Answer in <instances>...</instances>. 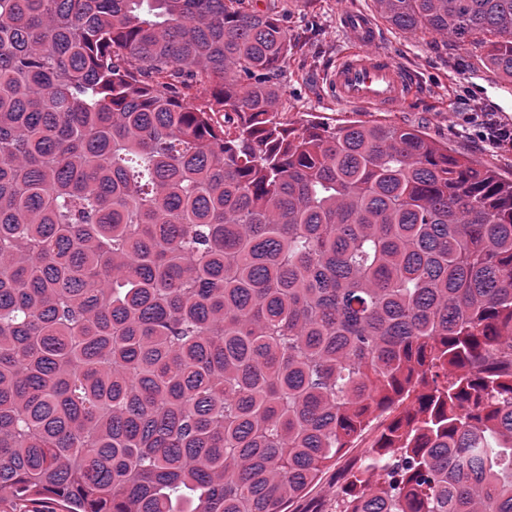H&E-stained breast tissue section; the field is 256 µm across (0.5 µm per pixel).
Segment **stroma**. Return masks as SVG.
<instances>
[{
	"mask_svg": "<svg viewBox=\"0 0 512 512\" xmlns=\"http://www.w3.org/2000/svg\"><path fill=\"white\" fill-rule=\"evenodd\" d=\"M257 10L288 19V35L296 48L280 82L286 90L284 106L293 124L317 118L329 127L353 120L381 121L422 128L432 139L454 152L493 168L512 179V150L483 144L462 126L467 112H492L512 124V83L503 81L485 63L483 48L458 46L425 31L405 32L380 21V47L416 79V100L397 112L347 108L327 99L322 76L346 47L338 14L351 8L377 15L374 0H253ZM375 441L364 436L341 453L320 479L289 507V512H336L337 495Z\"/></svg>",
	"mask_w": 512,
	"mask_h": 512,
	"instance_id": "35a3bbf8",
	"label": "stroma"
}]
</instances>
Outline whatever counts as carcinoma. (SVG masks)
Returning a JSON list of instances; mask_svg holds the SVG:
<instances>
[{
  "instance_id": "obj_1",
  "label": "carcinoma",
  "mask_w": 512,
  "mask_h": 512,
  "mask_svg": "<svg viewBox=\"0 0 512 512\" xmlns=\"http://www.w3.org/2000/svg\"><path fill=\"white\" fill-rule=\"evenodd\" d=\"M491 34L512 0H376ZM248 0H0V502L512 512V179L422 131L283 117ZM379 431L367 434L353 448H347L336 457V462L333 461L320 479L289 506L288 512H336L337 495L347 475L359 466Z\"/></svg>"
}]
</instances>
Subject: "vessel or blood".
Returning <instances> with one entry per match:
<instances>
[{"mask_svg":"<svg viewBox=\"0 0 512 512\" xmlns=\"http://www.w3.org/2000/svg\"><path fill=\"white\" fill-rule=\"evenodd\" d=\"M340 23L351 45L325 75L328 97L337 105L362 107L372 112H396L406 107L416 92V82L378 43L376 21L349 9Z\"/></svg>","mask_w":512,"mask_h":512,"instance_id":"1","label":"vessel or blood"}]
</instances>
